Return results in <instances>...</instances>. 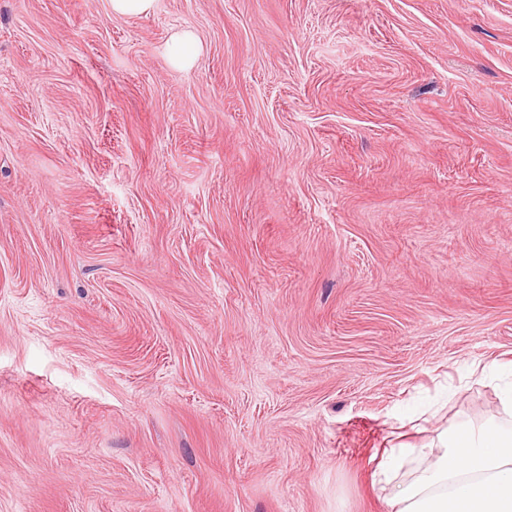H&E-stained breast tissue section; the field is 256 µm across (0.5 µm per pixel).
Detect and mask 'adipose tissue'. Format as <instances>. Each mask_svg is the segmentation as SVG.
<instances>
[{"label":"adipose tissue","mask_w":512,"mask_h":512,"mask_svg":"<svg viewBox=\"0 0 512 512\" xmlns=\"http://www.w3.org/2000/svg\"><path fill=\"white\" fill-rule=\"evenodd\" d=\"M373 483L387 512H512V423L460 425L401 447Z\"/></svg>","instance_id":"ef3b65f1"}]
</instances>
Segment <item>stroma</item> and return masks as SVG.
I'll list each match as a JSON object with an SVG mask.
<instances>
[{"label": "stroma", "mask_w": 512, "mask_h": 512, "mask_svg": "<svg viewBox=\"0 0 512 512\" xmlns=\"http://www.w3.org/2000/svg\"><path fill=\"white\" fill-rule=\"evenodd\" d=\"M508 361L512 0H0V512H385Z\"/></svg>", "instance_id": "stroma-1"}]
</instances>
